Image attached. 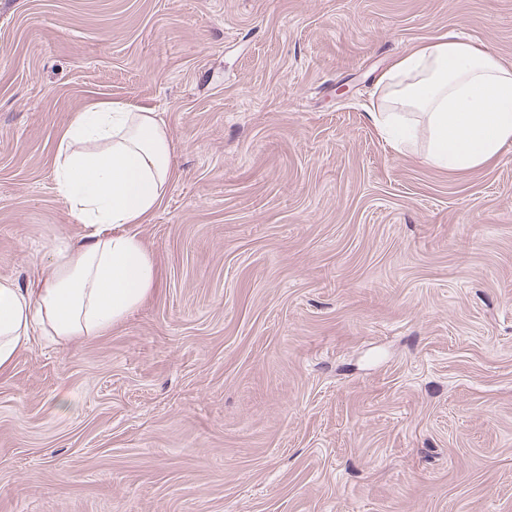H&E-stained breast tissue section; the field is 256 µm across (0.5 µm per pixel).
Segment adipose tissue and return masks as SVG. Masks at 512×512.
<instances>
[{
	"mask_svg": "<svg viewBox=\"0 0 512 512\" xmlns=\"http://www.w3.org/2000/svg\"><path fill=\"white\" fill-rule=\"evenodd\" d=\"M368 117L396 150L426 128V159L451 171L498 160L512 146V68L482 45L448 33L406 51L380 75ZM58 190L86 232L55 249L28 283L0 277V373L36 335L54 343L101 336L152 294L156 267L137 232L176 172L159 113L95 102L77 112L54 156Z\"/></svg>",
	"mask_w": 512,
	"mask_h": 512,
	"instance_id": "adipose-tissue-1",
	"label": "adipose tissue"
}]
</instances>
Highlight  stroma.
<instances>
[{"mask_svg": "<svg viewBox=\"0 0 512 512\" xmlns=\"http://www.w3.org/2000/svg\"><path fill=\"white\" fill-rule=\"evenodd\" d=\"M512 0H0V277L81 236L76 112H160L152 295L0 375V512H512V147L451 173L369 117Z\"/></svg>", "mask_w": 512, "mask_h": 512, "instance_id": "1", "label": "stroma"}]
</instances>
